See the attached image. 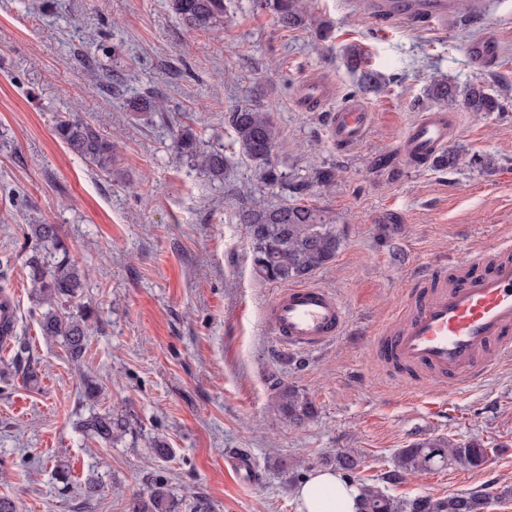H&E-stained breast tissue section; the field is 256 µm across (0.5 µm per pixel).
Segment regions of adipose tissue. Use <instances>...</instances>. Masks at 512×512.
Segmentation results:
<instances>
[{
    "mask_svg": "<svg viewBox=\"0 0 512 512\" xmlns=\"http://www.w3.org/2000/svg\"><path fill=\"white\" fill-rule=\"evenodd\" d=\"M300 512H358V492L342 476L319 471L297 490Z\"/></svg>",
    "mask_w": 512,
    "mask_h": 512,
    "instance_id": "adipose-tissue-1",
    "label": "adipose tissue"
}]
</instances>
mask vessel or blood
Here are the masks:
<instances>
[{
  "mask_svg": "<svg viewBox=\"0 0 512 512\" xmlns=\"http://www.w3.org/2000/svg\"><path fill=\"white\" fill-rule=\"evenodd\" d=\"M379 11L423 13L446 17L450 0H377ZM372 114L357 104L332 114L333 140L349 145L363 138ZM444 113L425 112L405 131L401 155L419 165L437 156L448 143ZM483 269L455 282L420 276V285L407 295L411 317L386 328L370 340L382 362L412 371L423 368L444 381L465 385L478 380L504 354L512 352V260L492 249L478 259ZM279 340L295 349L314 348L343 332L346 314L331 291L311 285L281 290L267 310ZM224 466L239 482L255 484L262 474L254 459L240 450L224 454Z\"/></svg>",
  "mask_w": 512,
  "mask_h": 512,
  "instance_id": "vessel-or-blood-1",
  "label": "vessel or blood"
}]
</instances>
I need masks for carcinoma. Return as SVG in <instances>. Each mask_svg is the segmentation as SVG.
<instances>
[{
  "instance_id": "cac0c4a2",
  "label": "carcinoma",
  "mask_w": 512,
  "mask_h": 512,
  "mask_svg": "<svg viewBox=\"0 0 512 512\" xmlns=\"http://www.w3.org/2000/svg\"><path fill=\"white\" fill-rule=\"evenodd\" d=\"M254 9L273 14L285 29H298L308 23L299 0H252ZM171 10L188 26L209 29L224 15V0H170ZM430 100L438 103L462 101L464 108L475 114L500 112L499 98L482 82L464 86L454 81L436 79L427 89ZM235 133L242 154L262 172L270 185H285L287 178L271 159L278 131L271 113L254 105H240L225 116ZM56 137L68 150L107 173L112 170V141L78 115L59 120ZM175 148L190 158L214 179L224 178V154L200 150L189 129L180 130ZM238 223L245 225L252 249L256 275L267 282L288 284L309 278L317 270L335 261L341 246L336 225L322 211L301 203L272 206L252 198L245 199L237 211ZM24 245L31 248L27 259L29 280L46 310L39 317L44 336L61 337L70 358H83L90 335L88 317L75 315L59 307L76 297L84 272L72 259L58 224H27L20 228ZM279 413L294 428H303L317 415L315 402L292 384L274 382ZM79 431L90 437L111 442L129 430L124 416L100 413L89 408L88 416L77 423ZM488 449L479 443H455L446 438L418 440L395 455L394 470L387 480L399 481L405 476L432 469L438 463H457L470 469L484 465ZM360 512H486L495 494L489 491L434 498L418 496L397 500L377 487L365 483L357 487ZM172 501L165 485H155L146 505L133 504L132 512H171Z\"/></svg>"
}]
</instances>
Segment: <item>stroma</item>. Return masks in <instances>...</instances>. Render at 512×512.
<instances>
[{
	"instance_id": "stroma-1",
	"label": "stroma",
	"mask_w": 512,
	"mask_h": 512,
	"mask_svg": "<svg viewBox=\"0 0 512 512\" xmlns=\"http://www.w3.org/2000/svg\"><path fill=\"white\" fill-rule=\"evenodd\" d=\"M310 25L279 27L252 0H224L210 30L187 27L169 0H0V292L13 303L14 335L36 360L35 378L11 368L0 390V496L21 512H130L165 483L172 512H299L296 491L338 451L361 461L358 476L389 497H447L491 489L487 512H512V358L480 382L458 388L414 376L409 394L369 345L416 273L455 276L470 260L512 238V0H483L469 15L454 0L448 17L379 15L372 0H302ZM331 26L320 35L316 24ZM477 37L498 41L494 68L475 67ZM362 69L382 77L360 89ZM112 75L111 86L97 79ZM482 82L505 109L467 112L426 96L433 77ZM325 86L306 104L304 84ZM150 96L157 112H135ZM373 114L367 135L345 147L329 134L337 108ZM251 104L271 112L272 161L289 181L332 168L305 204L323 210L342 237L331 264L310 285L333 292L347 316L341 336L313 350L280 343L266 311L278 284L259 279L236 212L239 190L269 205L291 203L268 185L234 141L224 116ZM77 111L112 140V171L88 165L56 137ZM443 111L458 165H409L400 138L421 113ZM191 127L205 150L223 152L215 179L172 148ZM387 166H377L379 158ZM61 225L87 269L67 309L90 315L80 362L61 339L42 336L43 307L27 279L20 228ZM95 380L94 407L80 397ZM293 384L318 414L303 428L279 414L271 379ZM127 415L109 443L79 435L89 409ZM476 441L484 466L457 464L382 482L398 449L413 441ZM170 453L155 458V442ZM254 456L261 482L244 487L224 472V452ZM69 472L68 483L55 478Z\"/></svg>"
}]
</instances>
